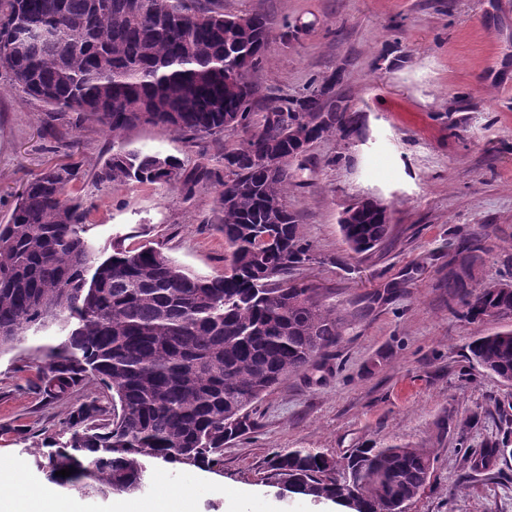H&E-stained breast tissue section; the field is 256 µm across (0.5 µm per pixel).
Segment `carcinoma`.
Returning <instances> with one entry per match:
<instances>
[{
    "instance_id": "cac0c4a2",
    "label": "carcinoma",
    "mask_w": 512,
    "mask_h": 512,
    "mask_svg": "<svg viewBox=\"0 0 512 512\" xmlns=\"http://www.w3.org/2000/svg\"><path fill=\"white\" fill-rule=\"evenodd\" d=\"M264 16H230L187 0H0V70L10 87L49 112H78L112 136L98 167L100 185L131 182L219 186L224 272L199 275L162 251L116 247L106 258L86 234V215L68 197L75 168L55 164L27 181L0 224V350L55 315L73 322L43 377L55 399L91 375L112 392V407L91 400L70 414L69 437H47L39 456L50 483L81 493L134 494L155 461L175 468L220 466L224 443L253 427L248 409L289 374L314 364L343 335L344 318L319 289L294 278L313 261L311 244L288 209V159L332 133L350 136L358 113L328 103L336 77L283 105V119L256 126L230 80L246 60L267 59ZM164 126L191 138L227 127L243 143L224 152L220 169L188 170L173 156L129 146L127 132ZM282 158L275 170L267 159ZM340 225L350 250L384 243L390 225L366 201L347 207ZM281 237L268 250L263 235ZM458 248L448 288L461 307L512 319V283L466 288L473 258ZM470 359L512 382V329L482 336ZM507 448L494 444L471 460L487 470ZM434 450L373 442L329 466L306 448L274 455L270 478L290 493L335 501L350 512H402L426 484ZM76 468L69 476L55 472Z\"/></svg>"
}]
</instances>
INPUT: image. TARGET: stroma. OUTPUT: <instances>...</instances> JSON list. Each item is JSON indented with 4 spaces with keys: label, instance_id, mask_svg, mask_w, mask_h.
<instances>
[{
    "label": "stroma",
    "instance_id": "35a3bbf8",
    "mask_svg": "<svg viewBox=\"0 0 512 512\" xmlns=\"http://www.w3.org/2000/svg\"><path fill=\"white\" fill-rule=\"evenodd\" d=\"M227 14H260L271 26L267 62L252 76L253 122L269 97L294 98L334 71V97L360 115L356 133L314 143L289 168L287 204L312 248L297 280L338 306L341 341L316 365L294 373L249 409L254 427L224 447L217 471L152 465L142 497L175 489L194 512H337L336 503L285 492L270 478L276 452L307 448L342 459L371 441L422 445L435 460L406 512H512V455L474 472L471 457L512 432V383L467 359L477 337L512 328V319L472 321L448 288L462 240L477 260L469 287L512 281V0H211ZM239 129L191 139L142 126L132 147L180 158L186 167H220ZM112 139L74 112L50 115L20 93H0V222L23 183L69 163V186L108 254L113 243L150 245L186 269L223 272L217 187L186 191L151 184L102 186L96 166ZM367 197L390 210L388 240L351 254L339 217ZM63 319H47L0 353V466L45 488L34 445L61 433L72 410L111 394L84 379L46 398L43 372L66 338Z\"/></svg>",
    "mask_w": 512,
    "mask_h": 512
}]
</instances>
